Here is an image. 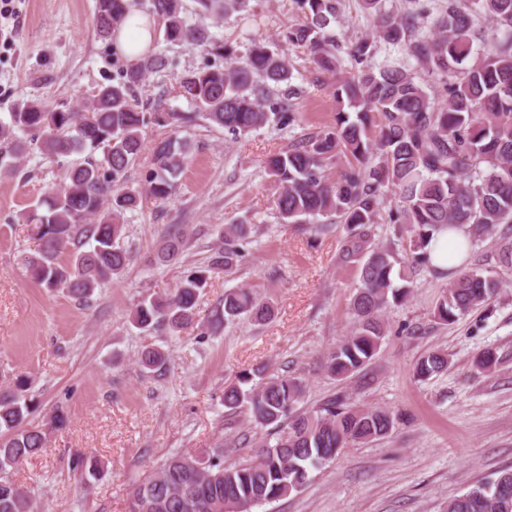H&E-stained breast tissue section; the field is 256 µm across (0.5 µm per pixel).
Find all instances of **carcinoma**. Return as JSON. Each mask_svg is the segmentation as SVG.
<instances>
[{
	"label": "carcinoma",
	"instance_id": "obj_1",
	"mask_svg": "<svg viewBox=\"0 0 512 512\" xmlns=\"http://www.w3.org/2000/svg\"><path fill=\"white\" fill-rule=\"evenodd\" d=\"M132 0H96L95 26L109 38L130 16ZM196 14L219 20L240 10L246 0H195ZM305 19L281 33V40L308 57L315 80L331 83L336 101L347 106L334 125L303 133L271 154L265 170L277 186L273 204L283 224H315L327 234L333 226L345 235L341 265L357 269L349 299L356 327L328 352L325 371L338 381L358 373L378 354L387 333V311L410 295L416 277L437 271L428 246L444 229L467 236L468 247L500 234L492 255L494 274L484 269L450 267L434 318L451 324L491 303L502 278L512 275V0H405L389 10L386 0H364L372 36L343 43L328 30L341 0H297ZM149 14L163 25L164 40L224 58L177 76L179 90L194 116L140 107L135 90L149 72L168 66L159 53L123 68L117 83L99 88L84 111H53L39 99L15 106L9 122L0 121V143L14 160L33 150L48 158L81 155L66 167L61 184L24 213L34 225L38 250L26 260L36 283L62 289L77 300L119 278L132 261L124 245L125 214L145 194L165 200L189 158L187 144L168 135L150 145V168L135 183L129 172L142 156L149 127H173L196 117L234 136L270 123L284 129L300 123L297 100L303 87L293 83V65L264 39L239 56L220 44L206 26L188 19L183 0H150ZM489 19L498 35L473 47L475 21ZM400 45L404 57L375 62L380 44ZM349 69L340 71V54ZM442 88V99L427 88ZM355 116H350L349 112ZM336 166V178L327 173ZM396 204L385 207L387 196ZM378 224H394L406 237L402 250L375 243ZM247 224L224 225V247L208 265L184 272L162 296H145L131 308V323L142 331L180 335L193 325L207 272L230 275L250 243ZM188 240L168 229L156 264L181 259ZM69 259L61 260L63 254ZM401 284H395V280ZM274 315L272 304L249 288L224 292L216 321L247 316L257 323ZM166 353L145 348L140 369L165 368ZM496 351L485 349L476 367L493 373ZM448 369V353L421 356L414 376L420 381ZM28 380L0 391V472L20 464L46 445V434L31 424L37 402L26 395ZM302 377L243 372L224 388L221 403L229 414L243 412L255 425L274 430L255 455L224 464V448L240 439L219 441L204 456L174 453L152 468L128 492V512H253L301 489L312 468L330 463L350 446L392 433L401 415L382 407H360L335 394L312 411L299 412L305 395ZM31 492L0 477V512H31ZM446 512H512V468L448 499Z\"/></svg>",
	"mask_w": 512,
	"mask_h": 512
}]
</instances>
